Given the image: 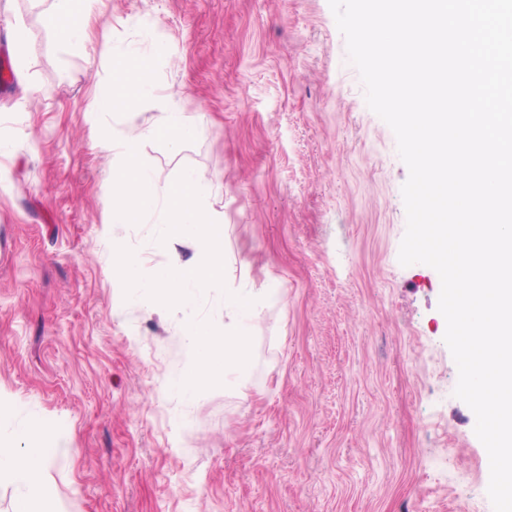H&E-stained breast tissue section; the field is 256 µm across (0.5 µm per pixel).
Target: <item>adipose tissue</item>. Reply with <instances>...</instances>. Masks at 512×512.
Instances as JSON below:
<instances>
[{
	"label": "adipose tissue",
	"instance_id": "adipose-tissue-1",
	"mask_svg": "<svg viewBox=\"0 0 512 512\" xmlns=\"http://www.w3.org/2000/svg\"><path fill=\"white\" fill-rule=\"evenodd\" d=\"M93 2L53 0L46 23L62 39H80ZM52 430L50 423L38 422L19 432L17 439L0 438V479L22 491L16 512H56L47 480L48 464L56 453L49 443Z\"/></svg>",
	"mask_w": 512,
	"mask_h": 512
}]
</instances>
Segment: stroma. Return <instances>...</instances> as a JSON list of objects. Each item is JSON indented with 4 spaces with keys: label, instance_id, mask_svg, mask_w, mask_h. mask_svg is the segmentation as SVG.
Returning <instances> with one entry per match:
<instances>
[{
    "label": "stroma",
    "instance_id": "1",
    "mask_svg": "<svg viewBox=\"0 0 512 512\" xmlns=\"http://www.w3.org/2000/svg\"><path fill=\"white\" fill-rule=\"evenodd\" d=\"M52 7L0 0V436L54 424L61 512H493L440 276L398 259L409 171L329 0H99L72 43ZM103 26L116 52L163 37L155 89L203 131L176 153L146 140L140 158L162 185L202 173L226 283L280 293L249 329L247 369L191 400L174 385L185 322L235 319L218 288L175 313L113 275L116 246L146 275L195 247L112 221L104 135L155 112L92 110L111 73Z\"/></svg>",
    "mask_w": 512,
    "mask_h": 512
}]
</instances>
